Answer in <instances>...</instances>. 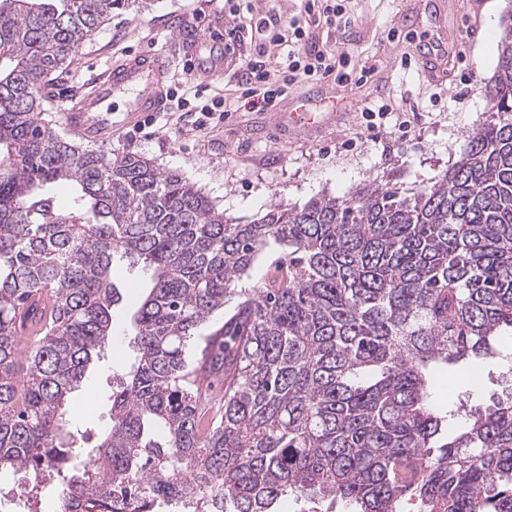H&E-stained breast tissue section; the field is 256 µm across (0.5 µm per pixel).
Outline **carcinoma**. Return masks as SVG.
Returning <instances> with one entry per match:
<instances>
[{
	"label": "carcinoma",
	"instance_id": "obj_1",
	"mask_svg": "<svg viewBox=\"0 0 512 512\" xmlns=\"http://www.w3.org/2000/svg\"><path fill=\"white\" fill-rule=\"evenodd\" d=\"M125 4L0 0V475L28 471L35 503L62 477L64 512H512V399L432 389L439 368L512 373V26L489 119L432 185L375 180L239 224L43 118L50 77ZM273 245L288 253L238 287ZM120 263L149 288L86 453L70 396L112 354Z\"/></svg>",
	"mask_w": 512,
	"mask_h": 512
}]
</instances>
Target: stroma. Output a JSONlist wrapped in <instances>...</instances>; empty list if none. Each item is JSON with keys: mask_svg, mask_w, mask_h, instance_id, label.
Instances as JSON below:
<instances>
[{"mask_svg": "<svg viewBox=\"0 0 512 512\" xmlns=\"http://www.w3.org/2000/svg\"><path fill=\"white\" fill-rule=\"evenodd\" d=\"M345 16L335 24L311 28L320 48L346 54L353 72L370 71L367 82H302L288 91L312 112H331L335 119L312 134L275 132L267 112L238 99L232 82L236 61L263 55L271 77H278L286 47L260 50L258 40L243 36L235 44L224 71L208 80L188 74L184 50L194 46V62L205 65L210 51H223L221 36L229 23L224 0H153L139 10H116L56 73L44 90L43 108L54 128L63 129L60 99L84 94L92 79L104 76L113 60L125 53L153 50L173 62L170 87L190 99L196 91L224 101L223 125L209 133L194 131L182 120L174 102L155 113V123L142 133L121 132L97 149L108 156L137 153L163 171L180 174L201 189L226 218L246 224L270 206L300 207L310 199L343 196L384 175H396L404 192L431 184L461 159L469 135L487 118L498 70V44L487 41L488 23L498 30L512 25V0H345ZM433 59L446 71V88L431 100L423 60ZM418 113L413 136L380 128L366 130L360 112L373 100ZM123 300L113 310L112 356L93 362L75 394L93 399L83 411L80 428L90 433L110 420L114 374L131 356L127 337L148 278L120 265L112 272ZM473 383L463 368L436 374L434 391L455 401L468 389L477 403L512 395V374L495 361L480 368Z\"/></svg>", "mask_w": 512, "mask_h": 512, "instance_id": "stroma-1", "label": "stroma"}]
</instances>
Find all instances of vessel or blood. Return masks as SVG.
<instances>
[{
	"mask_svg": "<svg viewBox=\"0 0 512 512\" xmlns=\"http://www.w3.org/2000/svg\"><path fill=\"white\" fill-rule=\"evenodd\" d=\"M169 69V58L155 51L125 55L72 107L63 109L67 128L87 140L111 141L113 133L137 125L145 113L160 111ZM124 93L129 96L125 110L112 111L111 100ZM269 119L277 130L308 132L319 127L325 115L300 106L273 111Z\"/></svg>",
	"mask_w": 512,
	"mask_h": 512,
	"instance_id": "vessel-or-blood-1",
	"label": "vessel or blood"
}]
</instances>
